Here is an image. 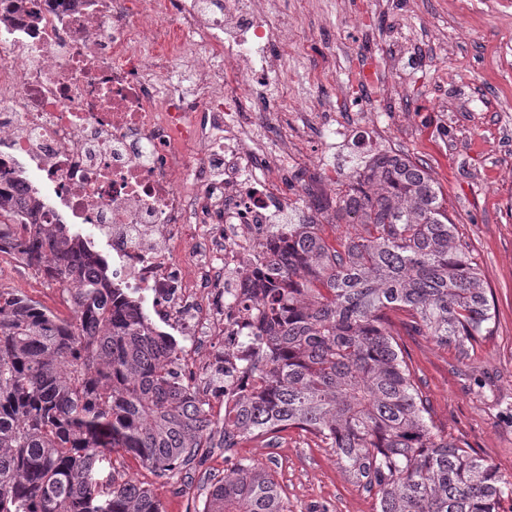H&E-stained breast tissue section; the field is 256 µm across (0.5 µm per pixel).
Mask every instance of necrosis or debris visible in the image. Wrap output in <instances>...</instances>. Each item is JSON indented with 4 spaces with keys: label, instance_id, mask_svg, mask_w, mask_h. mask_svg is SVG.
<instances>
[{
    "label": "necrosis or debris",
    "instance_id": "necrosis-or-debris-1",
    "mask_svg": "<svg viewBox=\"0 0 512 512\" xmlns=\"http://www.w3.org/2000/svg\"><path fill=\"white\" fill-rule=\"evenodd\" d=\"M296 23L276 0H0V188L87 228L228 412L257 383L252 284L292 205L288 142L263 134L281 105L238 106Z\"/></svg>",
    "mask_w": 512,
    "mask_h": 512
}]
</instances>
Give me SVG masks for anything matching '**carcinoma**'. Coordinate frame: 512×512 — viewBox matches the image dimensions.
Returning <instances> with one entry per match:
<instances>
[{
  "label": "carcinoma",
  "mask_w": 512,
  "mask_h": 512,
  "mask_svg": "<svg viewBox=\"0 0 512 512\" xmlns=\"http://www.w3.org/2000/svg\"><path fill=\"white\" fill-rule=\"evenodd\" d=\"M362 232L330 249L319 224L269 242L263 384L217 427L177 370L178 348L65 224H30L0 190V253L67 293L73 316L0 289V512H163L151 490L113 474L123 451L158 477L290 429L336 453L376 512H506L512 480L433 425L386 312L459 350L493 333L481 272L427 168L370 156L336 190V222ZM203 512H288L265 468L237 465Z\"/></svg>",
  "instance_id": "obj_1"
}]
</instances>
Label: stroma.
Listing matches in <instances>:
<instances>
[{
	"label": "stroma",
	"mask_w": 512,
	"mask_h": 512,
	"mask_svg": "<svg viewBox=\"0 0 512 512\" xmlns=\"http://www.w3.org/2000/svg\"><path fill=\"white\" fill-rule=\"evenodd\" d=\"M277 4L298 15L289 40L306 51L287 56L290 89L261 87L243 97L242 109L289 94L295 108L279 126L292 144V165L317 152L340 181L362 158L353 134L364 113L379 125L375 149L408 154L427 167L494 299V333L461 351L410 334L404 311L389 317L434 424L512 480V0ZM369 73L375 81L352 97V111H337L350 81ZM313 110L335 112V136L305 125L304 113ZM0 286L71 315L58 287L12 256L0 257ZM242 462L272 474L288 512H375L374 496L348 477L333 450L295 429L206 449L189 480L157 477L130 455L116 467L120 478L150 489L163 512H199L203 478H222Z\"/></svg>",
	"instance_id": "1"
}]
</instances>
